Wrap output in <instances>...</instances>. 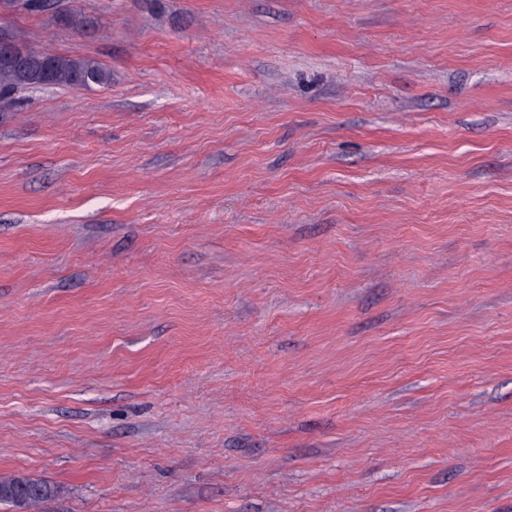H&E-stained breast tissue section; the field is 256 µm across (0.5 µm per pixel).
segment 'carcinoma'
Masks as SVG:
<instances>
[{
  "label": "carcinoma",
  "mask_w": 512,
  "mask_h": 512,
  "mask_svg": "<svg viewBox=\"0 0 512 512\" xmlns=\"http://www.w3.org/2000/svg\"><path fill=\"white\" fill-rule=\"evenodd\" d=\"M17 52L30 56L33 70L24 79L13 66L1 61L0 92L50 86L90 88L104 85L109 80L107 71L92 59L20 48ZM53 495L54 488L44 480L29 476L0 477V504L8 505L17 512H34Z\"/></svg>",
  "instance_id": "carcinoma-1"
}]
</instances>
